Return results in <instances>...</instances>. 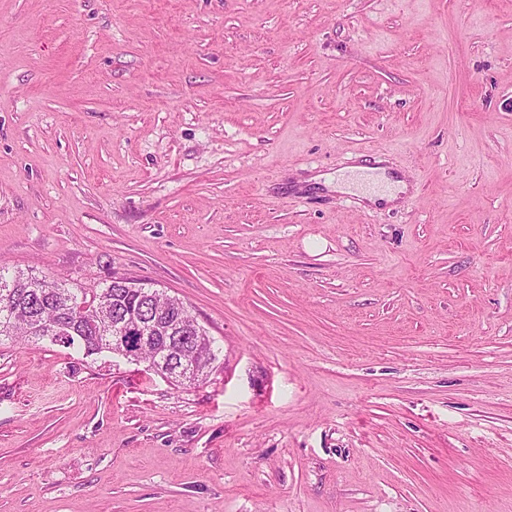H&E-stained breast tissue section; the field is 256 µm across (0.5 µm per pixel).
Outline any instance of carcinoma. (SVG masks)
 I'll return each instance as SVG.
<instances>
[{
	"mask_svg": "<svg viewBox=\"0 0 512 512\" xmlns=\"http://www.w3.org/2000/svg\"><path fill=\"white\" fill-rule=\"evenodd\" d=\"M139 292L140 289L128 287L121 278L111 280L98 291H88L84 288H67L47 276L39 279L21 270L12 272L0 267V345L6 341L39 344L46 341L43 326L58 323L69 328L70 338L66 347H76L87 357L95 355L105 347V338L112 335V326L93 320L92 313L86 314L84 310L106 297L111 300L114 309L135 311L145 320L160 322L165 335H181L178 317H191L188 306L183 303L180 313L162 315L150 300L140 297ZM191 350L202 362L201 374L193 380V384L197 385L206 381L221 350L205 330Z\"/></svg>",
	"mask_w": 512,
	"mask_h": 512,
	"instance_id": "obj_1",
	"label": "carcinoma"
}]
</instances>
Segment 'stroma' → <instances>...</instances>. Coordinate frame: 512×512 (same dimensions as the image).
I'll return each instance as SVG.
<instances>
[{"label": "stroma", "instance_id": "1", "mask_svg": "<svg viewBox=\"0 0 512 512\" xmlns=\"http://www.w3.org/2000/svg\"><path fill=\"white\" fill-rule=\"evenodd\" d=\"M2 263L223 352L1 344L0 512H512V0H0ZM202 329V334L191 336L192 339L197 338L198 336H202L200 341H196L191 350L196 352L197 359H199L203 365L200 367L201 374L197 379L194 378L195 375V363L189 356L181 357L171 344H161L157 346L156 354H155V365H151L153 369L161 368L164 373L159 372L158 374L164 376L166 379L173 380V378H177L180 380H184L185 383L176 384L179 385H197L200 383H204L208 374L213 369V364L218 360L219 354L221 350L219 347L215 346V341L213 337L208 335V332L204 327L200 325ZM194 378V379H193ZM190 379H193V382H189Z\"/></svg>", "mask_w": 512, "mask_h": 512}]
</instances>
